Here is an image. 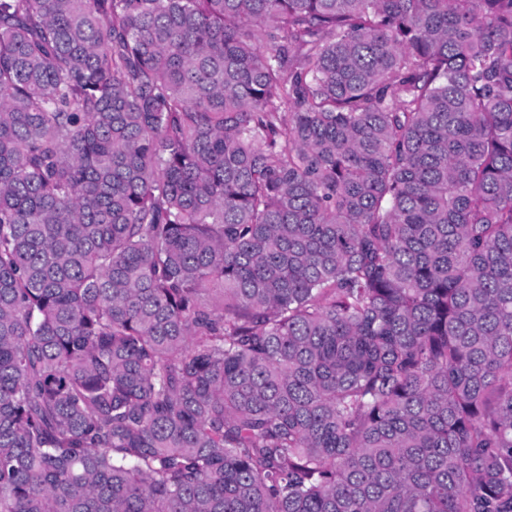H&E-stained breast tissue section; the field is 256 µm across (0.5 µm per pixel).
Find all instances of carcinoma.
Wrapping results in <instances>:
<instances>
[{
	"instance_id": "carcinoma-1",
	"label": "carcinoma",
	"mask_w": 512,
	"mask_h": 512,
	"mask_svg": "<svg viewBox=\"0 0 512 512\" xmlns=\"http://www.w3.org/2000/svg\"><path fill=\"white\" fill-rule=\"evenodd\" d=\"M0 512H512V0H0Z\"/></svg>"
}]
</instances>
